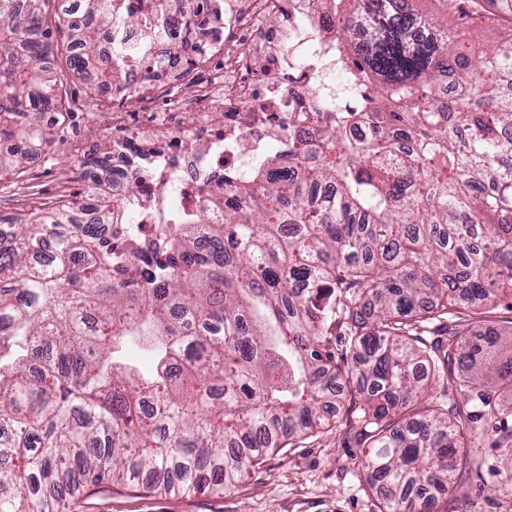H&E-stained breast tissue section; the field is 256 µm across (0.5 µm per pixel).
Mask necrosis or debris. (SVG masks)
<instances>
[{"label":"necrosis or debris","instance_id":"1","mask_svg":"<svg viewBox=\"0 0 512 512\" xmlns=\"http://www.w3.org/2000/svg\"><path fill=\"white\" fill-rule=\"evenodd\" d=\"M160 33L141 43L113 33L110 56L132 48L122 80L96 85L112 102V189L141 236H156L171 213L188 217L224 194V175L246 176L276 145L316 123L313 94L340 112L359 111L367 93L350 83L353 65L336 45L335 10L318 0H114ZM193 44L191 62L171 49ZM192 85L193 97L182 92Z\"/></svg>","mask_w":512,"mask_h":512}]
</instances>
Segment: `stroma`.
Here are the masks:
<instances>
[{"instance_id":"obj_1","label":"stroma","mask_w":512,"mask_h":512,"mask_svg":"<svg viewBox=\"0 0 512 512\" xmlns=\"http://www.w3.org/2000/svg\"><path fill=\"white\" fill-rule=\"evenodd\" d=\"M477 11L470 29L478 40L494 41L512 26L507 0H481ZM53 40L52 59L68 92L63 106L70 114L61 144L22 175L0 177V211L13 217L80 192L83 149L105 150L112 144L110 110L84 116L90 89L66 65L65 32H54ZM330 424L331 431L322 436L268 457L233 491L160 496L116 485L95 494L77 491L68 512H378V499L344 442L345 424L336 417ZM454 480L453 493L439 502L437 512H512V447L480 449L473 464L457 471Z\"/></svg>"}]
</instances>
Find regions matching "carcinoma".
Instances as JSON below:
<instances>
[{
	"instance_id": "1",
	"label": "carcinoma",
	"mask_w": 512,
	"mask_h": 512,
	"mask_svg": "<svg viewBox=\"0 0 512 512\" xmlns=\"http://www.w3.org/2000/svg\"><path fill=\"white\" fill-rule=\"evenodd\" d=\"M26 2L19 21L0 0V175L58 141L47 0ZM334 2L368 111L316 99L322 135L157 238H114L121 204L89 186L90 224L76 195L0 224V512H66L72 480L227 492L341 412L380 512H435L459 467L512 445V331L472 318L512 297V28L464 38L473 0ZM110 5L60 0L55 22L67 66L103 85L127 51L104 62L96 28L141 25Z\"/></svg>"
}]
</instances>
